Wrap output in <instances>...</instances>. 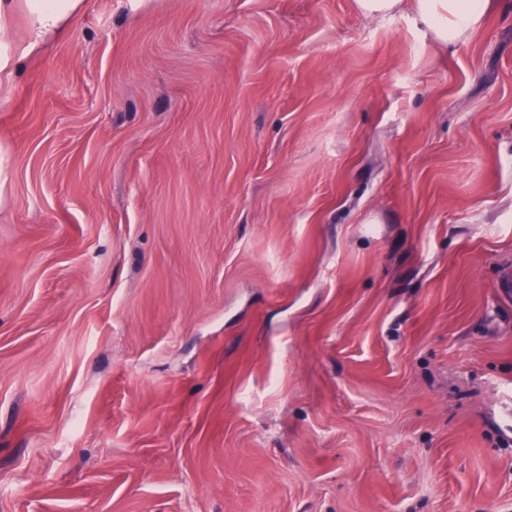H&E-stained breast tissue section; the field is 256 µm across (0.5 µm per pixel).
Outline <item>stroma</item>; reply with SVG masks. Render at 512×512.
<instances>
[{
  "label": "stroma",
  "instance_id": "35a3bbf8",
  "mask_svg": "<svg viewBox=\"0 0 512 512\" xmlns=\"http://www.w3.org/2000/svg\"><path fill=\"white\" fill-rule=\"evenodd\" d=\"M512 0H84L0 94V512H512ZM405 0H356L357 9L368 16L384 15L403 7ZM421 20L445 45L459 43L481 25L491 0H410Z\"/></svg>",
  "mask_w": 512,
  "mask_h": 512
}]
</instances>
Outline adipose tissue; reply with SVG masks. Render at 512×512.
<instances>
[{
	"label": "adipose tissue",
	"instance_id": "ef3b65f1",
	"mask_svg": "<svg viewBox=\"0 0 512 512\" xmlns=\"http://www.w3.org/2000/svg\"><path fill=\"white\" fill-rule=\"evenodd\" d=\"M407 2L446 45L459 43L478 29L491 5V0H356V7L368 16L384 15ZM82 6L83 0H0V85L11 82L22 61L55 39ZM19 8L25 13V30L12 42L10 23Z\"/></svg>",
	"mask_w": 512,
	"mask_h": 512
}]
</instances>
